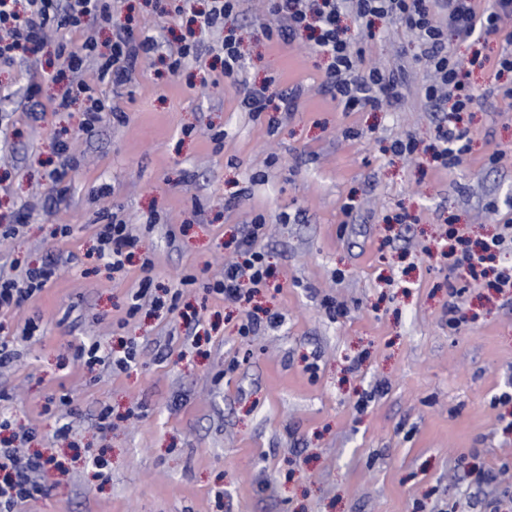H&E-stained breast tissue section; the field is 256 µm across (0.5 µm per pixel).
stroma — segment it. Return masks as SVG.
Returning a JSON list of instances; mask_svg holds the SVG:
<instances>
[{
	"mask_svg": "<svg viewBox=\"0 0 512 512\" xmlns=\"http://www.w3.org/2000/svg\"><path fill=\"white\" fill-rule=\"evenodd\" d=\"M205 6L112 0L109 27L86 20L104 41L122 27L168 50L197 43L199 61L177 73L153 58L123 88L96 86L121 123L107 114L88 133L75 110L27 120L30 84L45 102L59 91L54 51L0 71V225L29 215L0 237V274L56 265L37 297L0 314L14 352L0 367V413L29 430L28 453L60 463L20 512H486L488 500L512 502V482L496 479L512 467V402L499 400L512 393V292L443 256L450 229L475 250L512 219V99L498 94L495 70L471 62L496 56L500 35L454 43L471 63L473 102L469 149L446 168L435 154L448 118L426 100V69L399 22L376 21L370 38L344 18L364 64L401 76L399 100L350 112L324 92L308 35L267 38L265 0H241L222 27H192ZM230 29L249 50L235 80L215 60ZM268 78L301 87L296 112L242 109L245 84ZM406 136L414 155L393 150ZM61 142L76 166L54 204L45 173ZM111 213L140 239L119 273L96 255ZM258 214L267 287L237 304L206 294ZM60 224L68 237H54ZM147 258L153 294L181 298L132 315ZM187 274L195 283L180 286ZM267 311L280 326L241 335L246 315ZM28 321L32 342L15 336ZM90 337L132 347L135 362L82 369L72 354ZM64 423L71 432L57 436ZM480 473L490 482L477 483Z\"/></svg>",
	"mask_w": 512,
	"mask_h": 512,
	"instance_id": "obj_1",
	"label": "stroma"
}]
</instances>
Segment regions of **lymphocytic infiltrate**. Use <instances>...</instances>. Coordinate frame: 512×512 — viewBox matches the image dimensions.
I'll return each mask as SVG.
<instances>
[{
  "instance_id": "1",
  "label": "lymphocytic infiltrate",
  "mask_w": 512,
  "mask_h": 512,
  "mask_svg": "<svg viewBox=\"0 0 512 512\" xmlns=\"http://www.w3.org/2000/svg\"><path fill=\"white\" fill-rule=\"evenodd\" d=\"M271 13L277 25L267 27L268 39L286 43L302 30H314L317 37L312 46L315 53L329 60L325 83L334 100L351 107L362 103L379 108L393 95L399 84V73L392 69L362 65L351 49L342 26L343 17L351 16L365 29H372L375 20L397 19L410 29L417 40L419 55L432 75L424 94L439 107L449 108L453 120L438 127L441 148L438 159L455 161L466 152L467 132L456 120L468 111L473 96L463 79L464 63L451 50L448 38L480 40L483 35L501 31L503 20L512 19V0H495L492 10L479 8L477 0H272ZM95 17L110 24V0H0V64L11 63L17 54L38 55L49 32L57 29L79 31L83 41L79 49L69 44L57 45L58 56L67 61L66 69L56 77L67 86L50 106L32 112V121H46L48 112H58L70 104L83 102V131H93L111 103L95 95L83 79L88 67H95L100 83L114 88L126 86L140 61L153 58L160 46L150 36L137 37L132 31L113 33L110 41L99 42L95 33L84 31L86 17ZM299 89L283 92L274 80L249 87L242 100L248 112H262L275 107L291 112ZM265 230L263 219L248 225L242 239V259L226 265L221 280L207 285V292L239 302L252 290L266 286L271 275L262 252L255 244ZM97 257L112 270H122L139 247L140 240L130 225L117 218L99 225ZM53 267L31 269L21 276H0V312H8L33 299L53 279ZM54 457L19 455L17 448H0V512H17L19 505L43 495L39 475L55 466Z\"/></svg>"
}]
</instances>
